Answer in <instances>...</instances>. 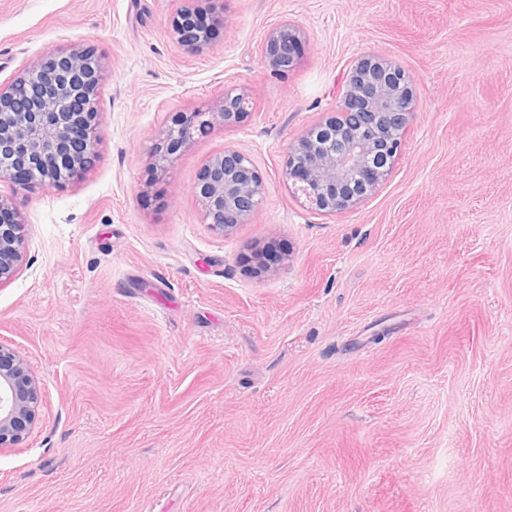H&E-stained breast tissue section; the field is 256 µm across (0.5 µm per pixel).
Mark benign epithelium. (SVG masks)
Masks as SVG:
<instances>
[{"label":"benign epithelium","mask_w":512,"mask_h":512,"mask_svg":"<svg viewBox=\"0 0 512 512\" xmlns=\"http://www.w3.org/2000/svg\"><path fill=\"white\" fill-rule=\"evenodd\" d=\"M189 7L171 17L177 40L191 49L206 38ZM304 32L285 22L271 29L259 54L273 74L298 60ZM101 61L96 51L60 50L23 67L0 88V180L31 187L56 186L86 173L96 157ZM411 77L391 60L367 56L349 73L336 113L301 135L289 148L282 170L293 193L311 208L332 215L356 207L388 176L412 116ZM253 102L243 88H227L206 108L177 112L153 152L155 169L166 172L182 148L219 124H237ZM205 220L227 235L265 199V183L252 158L233 146L212 156L195 187ZM23 224L10 200L0 195V286L23 260ZM254 273L279 260L254 253ZM42 391L25 356L0 343V452L18 448L40 419Z\"/></svg>","instance_id":"obj_1"}]
</instances>
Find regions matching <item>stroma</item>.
Wrapping results in <instances>:
<instances>
[{
  "mask_svg": "<svg viewBox=\"0 0 512 512\" xmlns=\"http://www.w3.org/2000/svg\"><path fill=\"white\" fill-rule=\"evenodd\" d=\"M191 2L196 51L169 29ZM285 21L306 43L273 76ZM78 46L105 68L93 166L0 181L26 250L0 342L43 394L0 512H512V0H0V84ZM366 55L414 114L378 190L325 215L282 168ZM232 85L250 114L157 176L170 115ZM228 144L266 199L224 236L194 188ZM264 245L289 260L257 276ZM304 32L297 26L285 22L271 29L260 44L259 54L273 74L289 71L298 60Z\"/></svg>",
  "mask_w": 512,
  "mask_h": 512,
  "instance_id": "1",
  "label": "stroma"
}]
</instances>
